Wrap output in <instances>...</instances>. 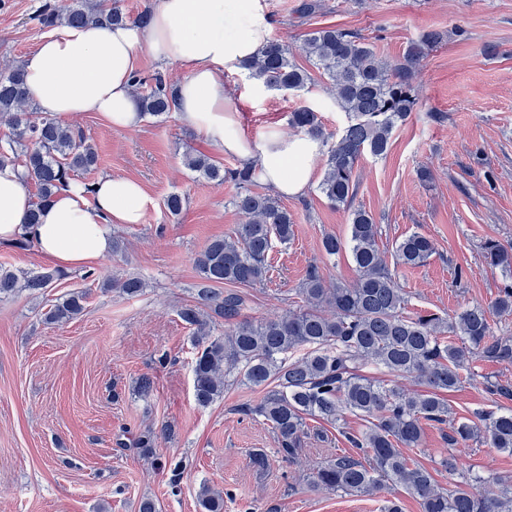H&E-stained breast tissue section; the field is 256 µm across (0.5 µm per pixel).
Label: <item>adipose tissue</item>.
Wrapping results in <instances>:
<instances>
[{"label":"adipose tissue","instance_id":"adipose-tissue-1","mask_svg":"<svg viewBox=\"0 0 512 512\" xmlns=\"http://www.w3.org/2000/svg\"><path fill=\"white\" fill-rule=\"evenodd\" d=\"M272 34L266 0H158L147 28L61 25L22 66L40 112L57 118L91 112L112 127L131 129L144 120L132 82L139 50L147 48L157 62L184 71L175 87L176 110L197 136L252 168L274 194L297 198L316 179L323 144L275 128L248 136L224 82L225 73L257 55ZM153 204L137 179L106 174L92 192L78 184L58 190L28 226L31 197L23 169L6 163L0 165V245L25 234L56 267L79 270L111 252L113 225L142 223Z\"/></svg>","mask_w":512,"mask_h":512}]
</instances>
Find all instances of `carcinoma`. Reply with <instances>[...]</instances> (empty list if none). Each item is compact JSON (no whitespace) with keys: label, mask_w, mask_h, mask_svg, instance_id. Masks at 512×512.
I'll use <instances>...</instances> for the list:
<instances>
[{"label":"carcinoma","mask_w":512,"mask_h":512,"mask_svg":"<svg viewBox=\"0 0 512 512\" xmlns=\"http://www.w3.org/2000/svg\"><path fill=\"white\" fill-rule=\"evenodd\" d=\"M37 21L44 29L61 24L111 25L131 23L145 28L150 11L135 17L123 12L118 0H63L42 6ZM445 38L428 30L407 42L390 63L357 32L324 27L308 33L298 51L306 56L330 86L347 124L336 136L325 132L316 112L301 106L289 115L300 133L328 145L320 194L333 206L350 207L346 239L326 235L322 248L329 256L347 250L357 276L347 284L326 277L313 266L298 288L303 305L272 319L245 315L247 299L224 284L252 287L269 272V255L276 245L294 236V219L278 199L253 188L249 168L228 167L197 154L185 157V166L207 180L231 183L232 203L243 223L228 236L212 239L194 259L203 286L196 301L179 310V318L193 328L198 351L192 362L194 396L205 407L235 383L264 391L247 414L271 430L276 453L293 461L308 435L306 420L336 423L348 412L365 422L364 429L345 439L351 453H338L313 468L309 484L318 491L372 495L399 487L415 498L421 512H512V488L487 473L467 477L457 468L462 446L481 440L499 451L512 452V410L482 412L479 423L461 421L447 435L448 456L441 467L452 477L448 487L414 463L406 450L420 446L423 423H444L449 408L440 393L462 383L461 371L484 354L512 362V336H498L492 317L512 314V283L488 305L476 304L447 317L410 315L408 300L385 252L378 245V226L372 215L352 206L357 192V166L370 155L387 154L394 128L405 123L418 103L416 78L421 61ZM249 78L273 91L299 92L311 81L295 61V51L272 39L244 65ZM140 111L158 117L173 111V87L161 77L134 79ZM32 104L21 65L0 73V121L11 129L0 139V161L22 164L26 181L34 183L36 200L26 223H37L41 209L55 192L97 163L90 139L80 129L55 118L27 111ZM435 252L433 241L412 233L395 245L394 265L415 268ZM488 266L512 275V246L484 243ZM62 276L58 270L19 275L0 267V296L19 290L40 293ZM117 288L128 297L140 295L145 282L138 276L106 277L102 289ZM86 294L71 292L44 313L45 321L66 324L85 309ZM224 322V334L213 327ZM371 363L388 375L412 380L425 388L411 392L393 382L360 373ZM480 484L481 491L474 490ZM200 512H224V496L208 484L200 487Z\"/></svg>","instance_id":"obj_1"}]
</instances>
